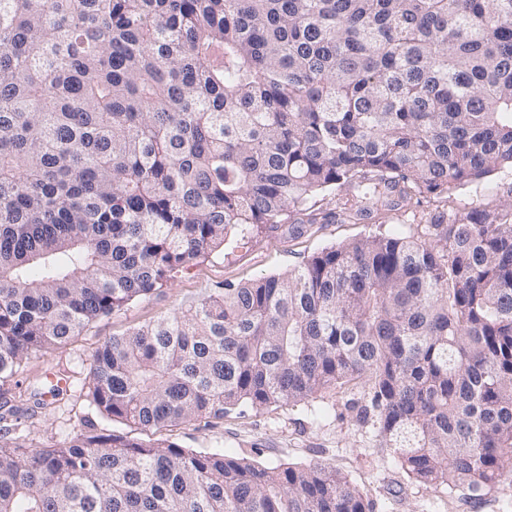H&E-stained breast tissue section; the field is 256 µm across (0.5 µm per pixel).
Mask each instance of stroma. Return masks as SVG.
I'll use <instances>...</instances> for the list:
<instances>
[{"mask_svg": "<svg viewBox=\"0 0 512 512\" xmlns=\"http://www.w3.org/2000/svg\"><path fill=\"white\" fill-rule=\"evenodd\" d=\"M439 204L453 219L477 208L494 211L510 207L512 170L502 169L477 183L455 188L444 202L426 198L416 211L389 213L382 224L332 219L307 225L296 238L280 230L261 235L232 255H212L177 274L153 294L95 321L67 345L31 356L23 362L15 382L0 385V394L14 392L19 385H37L50 371L66 378L67 388L53 405L25 411L21 416L33 446L59 442L85 421L99 419L85 394L92 356L109 337L154 322L225 284L288 272L322 248L425 221L427 212ZM162 433L185 449L244 456L269 467L288 462L329 463L342 469L361 488L372 504V512H512V474L504 476L479 500L415 483L390 450L378 447L372 433L358 426L340 395L332 391L305 404L258 410L246 406L221 419L184 422L163 428Z\"/></svg>", "mask_w": 512, "mask_h": 512, "instance_id": "1", "label": "stroma"}]
</instances>
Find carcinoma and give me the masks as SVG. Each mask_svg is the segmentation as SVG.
Here are the masks:
<instances>
[{
    "instance_id": "obj_1",
    "label": "carcinoma",
    "mask_w": 512,
    "mask_h": 512,
    "mask_svg": "<svg viewBox=\"0 0 512 512\" xmlns=\"http://www.w3.org/2000/svg\"><path fill=\"white\" fill-rule=\"evenodd\" d=\"M512 169V0H0V382L269 230L408 211ZM364 379L368 390L355 391ZM89 406L144 430L346 396L413 481L512 472V207L321 249L112 336ZM0 435V512H370L86 424Z\"/></svg>"
}]
</instances>
